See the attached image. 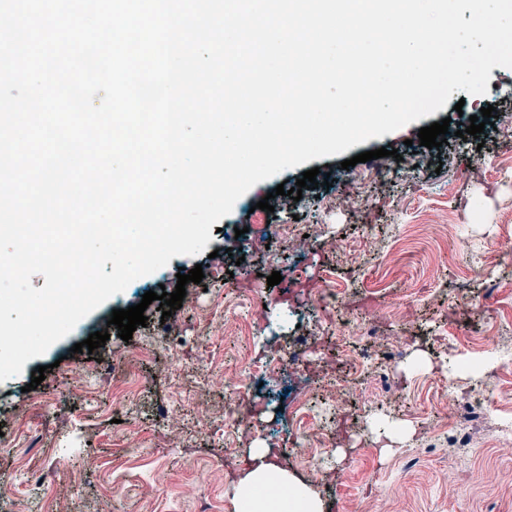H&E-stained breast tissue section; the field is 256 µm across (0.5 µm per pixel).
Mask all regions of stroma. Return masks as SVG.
Instances as JSON below:
<instances>
[{
    "instance_id": "35a3bbf8",
    "label": "stroma",
    "mask_w": 512,
    "mask_h": 512,
    "mask_svg": "<svg viewBox=\"0 0 512 512\" xmlns=\"http://www.w3.org/2000/svg\"><path fill=\"white\" fill-rule=\"evenodd\" d=\"M489 83L486 94L454 92L448 106L394 133L256 184L219 221L204 253L134 280L0 383V482L11 488L0 512H34L35 489L16 480L30 471L46 477L52 512H239L234 485L259 443L320 496L324 512H512V445L495 439L499 419L512 418V369L474 381L461 370L470 353L455 342L500 322L477 287L484 274L512 288V253L499 231L512 216V172L500 169L512 156V112L500 113L486 149L454 136L438 158L411 147L420 128L512 100V69L492 68ZM387 145L401 156L387 179L376 177L378 159L342 170V159ZM324 166L332 187L303 190L270 214L269 227L257 226L252 206ZM397 240L411 245L413 260L389 271L381 255ZM231 248L243 251L246 268L236 267ZM197 265L202 283L187 286L171 317L148 306L146 326L130 340L113 336L92 354L72 353L112 310L149 290L173 292L178 270ZM275 271L292 290L249 291L246 278ZM327 278L352 284L344 303L354 324L327 318L315 303ZM368 342L401 343L399 360L358 372L346 349ZM145 344L156 356L142 363L130 394L121 367ZM288 352L304 354L313 411L335 439L319 471L289 446L263 398L248 404L244 425L210 421L244 382L248 362ZM39 366L44 381L26 391ZM339 376L351 385L332 411L325 386ZM44 392L56 405L32 421L30 404ZM452 406L467 409L470 445L423 451V433ZM391 421L403 428L395 444L379 430ZM415 454L419 465L406 468Z\"/></svg>"
}]
</instances>
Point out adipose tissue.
Returning a JSON list of instances; mask_svg holds the SVG:
<instances>
[{
	"instance_id": "obj_1",
	"label": "adipose tissue",
	"mask_w": 512,
	"mask_h": 512,
	"mask_svg": "<svg viewBox=\"0 0 512 512\" xmlns=\"http://www.w3.org/2000/svg\"><path fill=\"white\" fill-rule=\"evenodd\" d=\"M270 449L249 451L251 467L236 484L241 512H322L316 493L270 462Z\"/></svg>"
}]
</instances>
